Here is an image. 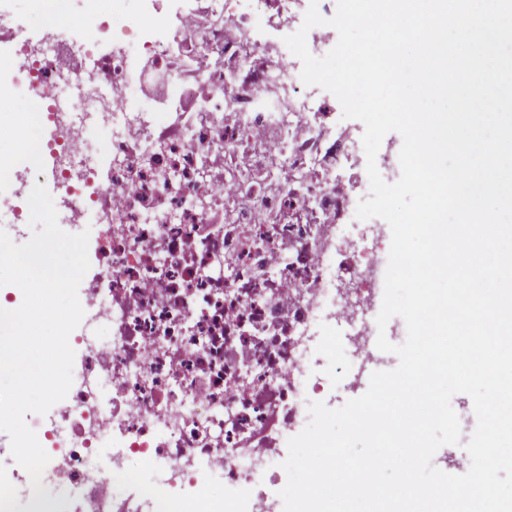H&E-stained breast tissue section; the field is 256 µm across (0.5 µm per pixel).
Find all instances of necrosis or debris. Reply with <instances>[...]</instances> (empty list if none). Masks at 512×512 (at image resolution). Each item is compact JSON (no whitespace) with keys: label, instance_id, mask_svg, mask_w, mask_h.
<instances>
[{"label":"necrosis or debris","instance_id":"necrosis-or-debris-1","mask_svg":"<svg viewBox=\"0 0 512 512\" xmlns=\"http://www.w3.org/2000/svg\"><path fill=\"white\" fill-rule=\"evenodd\" d=\"M139 2L134 38L111 37L91 15L82 52L20 29L0 60V97L48 89L57 103L67 75L82 89L61 117L37 120L50 167L17 158L0 184L20 170L32 188L51 170L63 223L97 234L70 341L75 381L27 418L50 457L43 482L68 495L34 497L22 467L0 470V512H17L20 497L27 512H73L85 500L112 512L117 474L137 486L143 512H224L211 482L234 495L254 488L283 462L280 436L309 420L311 328L328 361L370 356L379 254L366 251L354 269L355 240L336 238L357 225L370 183L337 179L333 106L302 82L283 41L303 23L300 0H167L163 12ZM202 12L219 25L196 28ZM139 54L173 74L167 111L132 100ZM188 97L197 109L187 119ZM94 129L112 162L104 180L84 156ZM242 150L254 174L228 178L224 159Z\"/></svg>","mask_w":512,"mask_h":512}]
</instances>
